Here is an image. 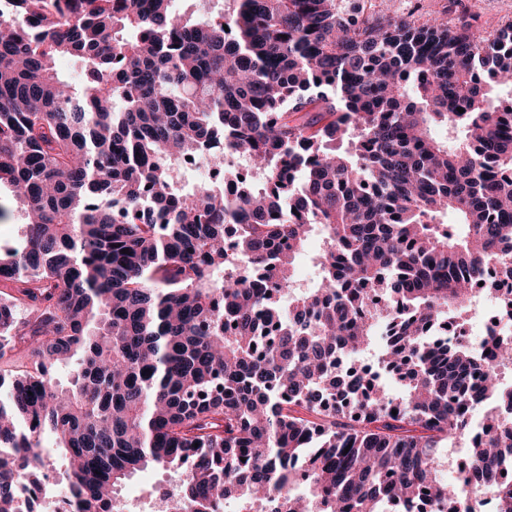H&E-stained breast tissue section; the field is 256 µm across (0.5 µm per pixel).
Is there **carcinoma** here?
I'll use <instances>...</instances> for the list:
<instances>
[{"mask_svg": "<svg viewBox=\"0 0 512 512\" xmlns=\"http://www.w3.org/2000/svg\"><path fill=\"white\" fill-rule=\"evenodd\" d=\"M12 2L0 185L26 223L0 244V512L52 450L71 512H115L116 484L154 466L191 512L487 491L512 512V339L491 363L454 335L476 292L512 303V22L476 37L366 0H225L217 20ZM189 155L224 185L174 187ZM377 340L399 391L339 370ZM317 248V241L312 240L307 246L306 252L298 260L296 265V280L303 288H306L313 281L315 271L311 257Z\"/></svg>", "mask_w": 512, "mask_h": 512, "instance_id": "cac0c4a2", "label": "carcinoma"}]
</instances>
